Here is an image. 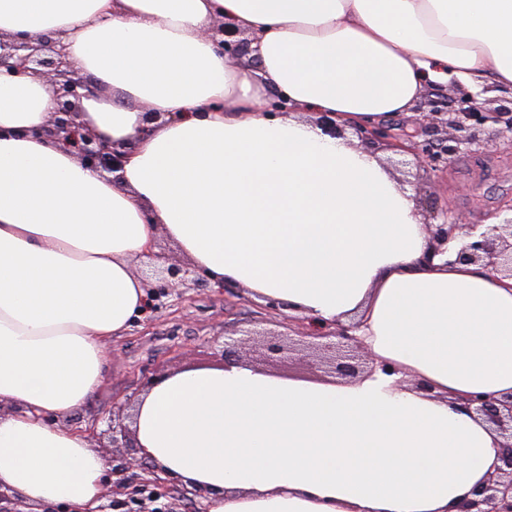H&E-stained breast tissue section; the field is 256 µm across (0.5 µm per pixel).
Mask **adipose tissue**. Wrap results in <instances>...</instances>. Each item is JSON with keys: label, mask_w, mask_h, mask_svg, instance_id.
Here are the masks:
<instances>
[{"label": "adipose tissue", "mask_w": 512, "mask_h": 512, "mask_svg": "<svg viewBox=\"0 0 512 512\" xmlns=\"http://www.w3.org/2000/svg\"><path fill=\"white\" fill-rule=\"evenodd\" d=\"M219 19L257 63L227 61ZM60 33L92 80L83 122L123 158L102 174L43 136L53 86L0 70V488L101 503L106 463L61 421L143 316L161 233L211 285L358 322L394 371L172 372L141 396L143 456L209 488V512H456L501 446L460 400L512 393V280L430 256L411 192L302 115L371 128L452 76L512 89V0H0V37Z\"/></svg>", "instance_id": "1"}]
</instances>
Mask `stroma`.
<instances>
[{
    "instance_id": "stroma-1",
    "label": "stroma",
    "mask_w": 512,
    "mask_h": 512,
    "mask_svg": "<svg viewBox=\"0 0 512 512\" xmlns=\"http://www.w3.org/2000/svg\"><path fill=\"white\" fill-rule=\"evenodd\" d=\"M471 95L486 111L512 99L511 92L492 88L473 93L453 78L429 90L414 113L391 117L389 123L414 129L419 115L429 113L431 101ZM474 133L480 142L478 151L461 152L447 168L436 171L412 164L398 177L417 183L420 197L437 208L465 213L472 224H496L504 217V203L512 200V142L490 123L476 127ZM274 316L273 309L240 297L232 288H193L179 297L168 296L162 309L113 341L107 382L78 413L81 426L111 413L113 402L126 390L145 389L159 377L185 367L219 366L213 337L227 331L271 328Z\"/></svg>"
}]
</instances>
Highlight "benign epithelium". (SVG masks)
I'll use <instances>...</instances> for the list:
<instances>
[{
    "mask_svg": "<svg viewBox=\"0 0 512 512\" xmlns=\"http://www.w3.org/2000/svg\"><path fill=\"white\" fill-rule=\"evenodd\" d=\"M238 35V31L224 26L222 22L209 33L225 58L233 64L240 63L252 52L251 40L240 39ZM0 68L44 78L54 85L57 107L52 115L49 134L60 139L90 167L109 173L119 169L121 151L84 129L79 121L78 101L85 84L73 77L61 41L45 38L34 43L26 38L6 41L0 38ZM465 103L466 106L459 108L442 104L433 106V111L424 115L412 132L399 133L390 126L382 125L373 128L354 125L352 129L367 145L381 144L400 155H412L419 163L446 167L462 148L475 144L474 140L463 135L469 129V122L479 125L492 122L499 125L500 134H512V105H502L491 112H484L473 99H467ZM317 124L324 133L336 138L344 137L347 130V125L337 123L329 112L320 113ZM439 124L459 132V135L418 144L417 137L426 133L429 126ZM427 214L431 255L445 253V245L460 235L466 238V242L457 250L456 261L479 264L504 278L512 279V216L480 233L479 225L467 223L461 213H439L430 209ZM147 259L154 266L153 275L145 277L149 286V313L161 307V299L172 294L175 288H194L203 283L199 271L193 266L168 264L165 257L154 252L149 253ZM247 336L252 338L249 362L253 364L273 365L286 360L305 362L344 380L358 378L378 367L386 373L394 372V368L386 363L377 365L344 326L332 330L309 326L298 339L273 332H261L256 339L251 332ZM213 344L218 347L223 363L242 361L239 350L246 344V339L221 342L216 336ZM138 402V392L126 395L112 415L92 421L89 433L100 440H108L110 448L140 451L133 430L124 423L126 418L133 419ZM464 405L481 416L499 435L502 448L493 474L472 492V497L464 500L460 512H512V394L500 398L471 395L465 397ZM100 422L106 423V429L98 430ZM141 466L142 475L136 483L130 484L121 478L125 462L116 458L112 465V475L119 477L115 489L109 491L96 508H85L83 512H173V502L181 500L194 503L196 512H207L204 501L209 498L208 489L199 486L189 488L174 480L165 469L144 459Z\"/></svg>",
    "mask_w": 512,
    "mask_h": 512,
    "instance_id": "7a95c632",
    "label": "benign epithelium"
}]
</instances>
